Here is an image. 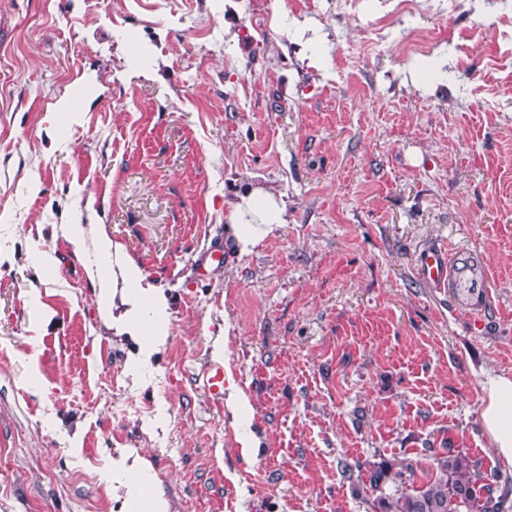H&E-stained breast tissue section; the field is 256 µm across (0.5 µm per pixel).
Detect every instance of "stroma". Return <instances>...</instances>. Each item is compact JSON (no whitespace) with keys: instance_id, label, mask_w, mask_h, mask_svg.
Listing matches in <instances>:
<instances>
[{"instance_id":"stroma-1","label":"stroma","mask_w":512,"mask_h":512,"mask_svg":"<svg viewBox=\"0 0 512 512\" xmlns=\"http://www.w3.org/2000/svg\"><path fill=\"white\" fill-rule=\"evenodd\" d=\"M458 3L0 0V512H131L123 457L164 512H371L345 465L448 447L501 468L480 410L512 375V0ZM250 194L287 221L244 248ZM428 244L479 257L492 302L467 318L422 282ZM128 261L170 313L139 366L112 328Z\"/></svg>"}]
</instances>
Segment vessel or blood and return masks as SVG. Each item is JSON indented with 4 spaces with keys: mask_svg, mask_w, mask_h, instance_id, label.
Instances as JSON below:
<instances>
[{
    "mask_svg": "<svg viewBox=\"0 0 512 512\" xmlns=\"http://www.w3.org/2000/svg\"><path fill=\"white\" fill-rule=\"evenodd\" d=\"M417 273L431 287L466 295V302L460 306L461 313H475L491 299L484 266L465 252H453L439 245L428 246L420 253Z\"/></svg>",
    "mask_w": 512,
    "mask_h": 512,
    "instance_id": "1",
    "label": "vessel or blood"
}]
</instances>
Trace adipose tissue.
Masks as SVG:
<instances>
[{
    "label": "adipose tissue",
    "instance_id": "obj_1",
    "mask_svg": "<svg viewBox=\"0 0 512 512\" xmlns=\"http://www.w3.org/2000/svg\"><path fill=\"white\" fill-rule=\"evenodd\" d=\"M284 213V208L274 202L246 196L234 206L231 219L240 241L249 245L282 224ZM121 275L126 286V309L113 318L112 325L118 331L141 336L140 355L145 358L164 345L170 335L167 300L135 263H126ZM483 390L481 423L498 458L505 466L512 467V376L491 377Z\"/></svg>",
    "mask_w": 512,
    "mask_h": 512
}]
</instances>
